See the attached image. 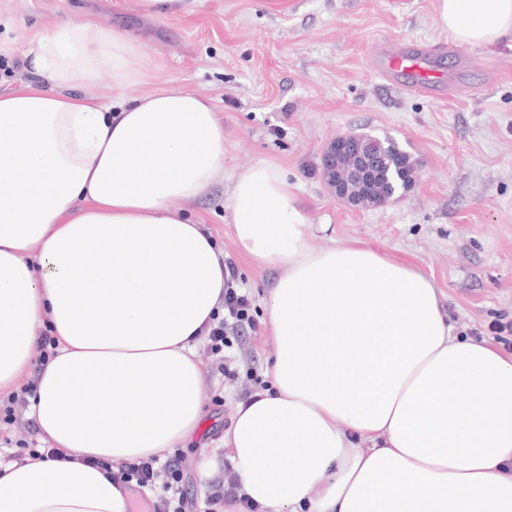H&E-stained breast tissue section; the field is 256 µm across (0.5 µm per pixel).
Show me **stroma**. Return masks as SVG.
<instances>
[{
  "label": "stroma",
  "mask_w": 512,
  "mask_h": 512,
  "mask_svg": "<svg viewBox=\"0 0 512 512\" xmlns=\"http://www.w3.org/2000/svg\"><path fill=\"white\" fill-rule=\"evenodd\" d=\"M436 0H184L181 13L152 17L137 0H0V90L43 76L31 63L36 36L79 17L138 36L148 74L140 92L178 87L211 100L224 125V175L184 203L236 267L253 324L228 331L223 352L199 349L202 425L182 453L230 461L224 446L236 404L271 384L273 342L266 303L279 273L240 250L228 198L234 175L255 161L278 163L320 245H355L405 265L438 290L459 335L492 341L512 322V48L450 51ZM428 45L448 77L446 95L405 90L375 68L382 44ZM391 137L418 162L414 185L388 203L356 208L331 193L322 150L338 134ZM13 424L0 444L38 445L28 395L0 394Z\"/></svg>",
  "instance_id": "35a3bbf8"
}]
</instances>
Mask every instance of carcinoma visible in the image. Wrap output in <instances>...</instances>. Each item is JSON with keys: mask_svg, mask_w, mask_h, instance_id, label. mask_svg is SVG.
<instances>
[{"mask_svg": "<svg viewBox=\"0 0 512 512\" xmlns=\"http://www.w3.org/2000/svg\"><path fill=\"white\" fill-rule=\"evenodd\" d=\"M367 151L375 169L370 178L358 183L351 180L356 156L344 154L338 159V176L348 181L349 190L357 195L361 206L370 207L378 198L406 191L415 182L417 164L390 137L384 139L364 135Z\"/></svg>", "mask_w": 512, "mask_h": 512, "instance_id": "carcinoma-1", "label": "carcinoma"}]
</instances>
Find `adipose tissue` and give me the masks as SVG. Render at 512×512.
<instances>
[{"label": "adipose tissue", "instance_id": "adipose-tissue-1", "mask_svg": "<svg viewBox=\"0 0 512 512\" xmlns=\"http://www.w3.org/2000/svg\"><path fill=\"white\" fill-rule=\"evenodd\" d=\"M457 44L512 42V0H437ZM45 76L0 92V391L56 336L28 410L60 460L0 463V512H128L112 465L178 447L203 417L198 348L224 252L180 204L224 171V126L146 80L143 43L77 19L35 40ZM109 78L111 103L83 95ZM242 252L280 275L272 386L224 445L259 512H512V353L457 334L434 284L317 247L283 168L234 180Z\"/></svg>", "mask_w": 512, "mask_h": 512}]
</instances>
